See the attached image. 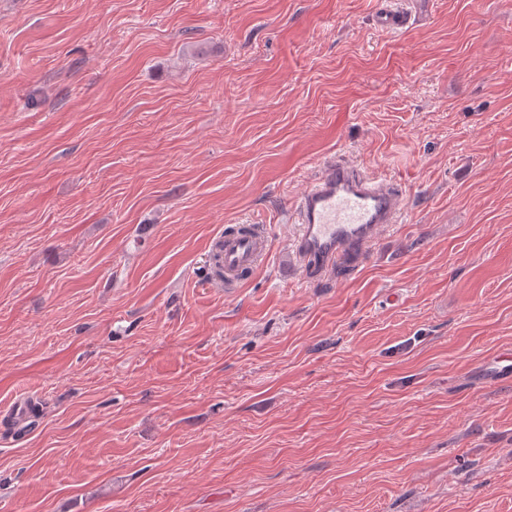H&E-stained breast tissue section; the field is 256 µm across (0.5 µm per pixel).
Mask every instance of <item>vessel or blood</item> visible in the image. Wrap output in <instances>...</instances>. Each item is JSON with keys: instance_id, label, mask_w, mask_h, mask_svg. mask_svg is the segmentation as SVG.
<instances>
[{"instance_id": "b4317fda", "label": "vessel or blood", "mask_w": 512, "mask_h": 512, "mask_svg": "<svg viewBox=\"0 0 512 512\" xmlns=\"http://www.w3.org/2000/svg\"><path fill=\"white\" fill-rule=\"evenodd\" d=\"M410 19L405 0H391L374 23L378 30L394 33ZM401 211L402 195L391 181L378 172L327 158L295 207V257L306 270L329 271L336 258L363 251L384 225L398 221ZM220 242L225 276L230 279L241 268L255 266L265 239L227 234Z\"/></svg>"}]
</instances>
